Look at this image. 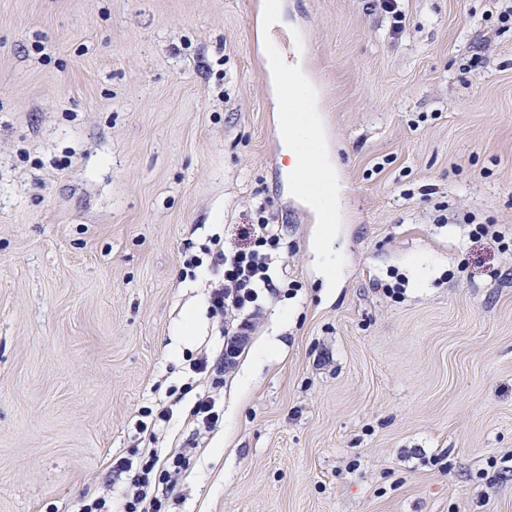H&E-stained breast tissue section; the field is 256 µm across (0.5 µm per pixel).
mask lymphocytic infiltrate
<instances>
[{
  "mask_svg": "<svg viewBox=\"0 0 512 512\" xmlns=\"http://www.w3.org/2000/svg\"><path fill=\"white\" fill-rule=\"evenodd\" d=\"M248 244L226 249L221 236H211L202 251L211 258L215 279L209 302L224 324V351L217 364L207 357L192 360L194 373H231L248 349L263 313L264 295L277 294L274 266L280 260L281 230L264 206L256 208V222L247 228ZM183 451L143 448L136 460L122 459L119 469L129 472L130 482L122 497L121 512H166L165 500L156 492L157 482H167L182 466Z\"/></svg>",
  "mask_w": 512,
  "mask_h": 512,
  "instance_id": "obj_1",
  "label": "lymphocytic infiltrate"
}]
</instances>
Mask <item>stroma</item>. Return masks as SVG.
<instances>
[{"label":"stroma","instance_id":"1","mask_svg":"<svg viewBox=\"0 0 512 512\" xmlns=\"http://www.w3.org/2000/svg\"><path fill=\"white\" fill-rule=\"evenodd\" d=\"M268 3L0 0V512L120 499L168 406L170 512H512V0H399L398 34L376 0H281L329 225L282 175ZM261 203L297 289L199 431L189 362L224 336L184 262Z\"/></svg>","mask_w":512,"mask_h":512}]
</instances>
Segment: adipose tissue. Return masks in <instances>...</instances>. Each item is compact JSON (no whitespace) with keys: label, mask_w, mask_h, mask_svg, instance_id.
I'll return each mask as SVG.
<instances>
[{"label":"adipose tissue","mask_w":512,"mask_h":512,"mask_svg":"<svg viewBox=\"0 0 512 512\" xmlns=\"http://www.w3.org/2000/svg\"><path fill=\"white\" fill-rule=\"evenodd\" d=\"M263 48L269 75L288 74L297 93L295 107L288 117L282 119L280 130L282 154L289 159L285 168L288 183L291 187L303 188L313 199L321 201L322 212H330L332 198L339 191L333 166L327 161H320V169L314 176L306 168L318 150V130L315 126V98L305 82V49L298 45L293 51H285L275 38L265 41Z\"/></svg>","instance_id":"ef3b65f1"}]
</instances>
